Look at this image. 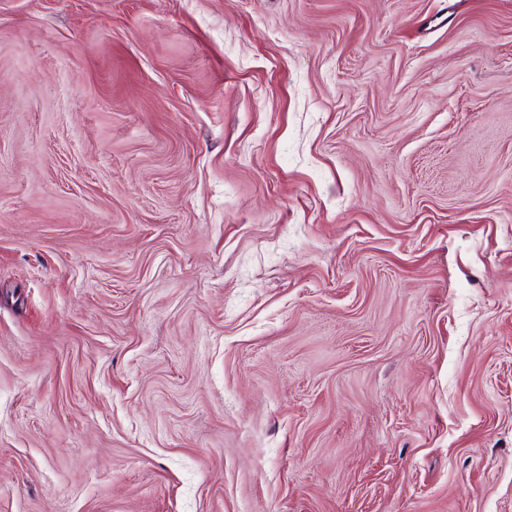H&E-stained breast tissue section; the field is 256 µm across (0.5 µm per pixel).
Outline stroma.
Instances as JSON below:
<instances>
[{
	"instance_id": "35a3bbf8",
	"label": "stroma",
	"mask_w": 512,
	"mask_h": 512,
	"mask_svg": "<svg viewBox=\"0 0 512 512\" xmlns=\"http://www.w3.org/2000/svg\"><path fill=\"white\" fill-rule=\"evenodd\" d=\"M0 512H512V0H0Z\"/></svg>"
}]
</instances>
